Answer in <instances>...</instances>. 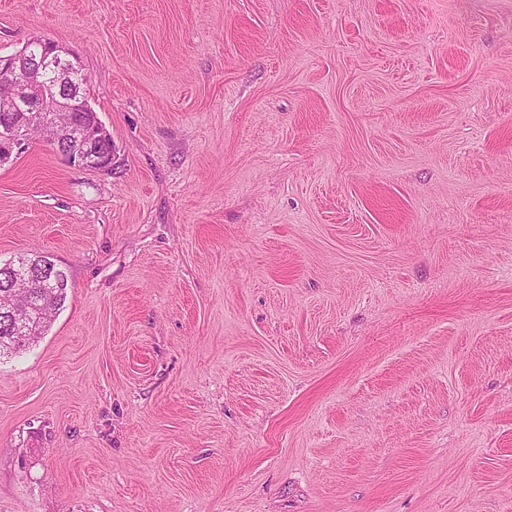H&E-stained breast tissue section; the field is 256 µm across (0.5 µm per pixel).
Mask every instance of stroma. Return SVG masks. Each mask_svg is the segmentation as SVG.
<instances>
[{"label": "stroma", "instance_id": "35a3bbf8", "mask_svg": "<svg viewBox=\"0 0 512 512\" xmlns=\"http://www.w3.org/2000/svg\"><path fill=\"white\" fill-rule=\"evenodd\" d=\"M112 166L0 162V512H512V0H0ZM48 266L52 273L44 280H38L35 288H27L14 296L12 288L17 280L12 275L38 271ZM68 276L64 270L48 257H19L9 263L0 264V357L9 352L20 351L30 341L43 335L66 300ZM22 307L30 332L17 333L14 330L12 310Z\"/></svg>", "mask_w": 512, "mask_h": 512}]
</instances>
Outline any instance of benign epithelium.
<instances>
[{
    "label": "benign epithelium",
    "instance_id": "1",
    "mask_svg": "<svg viewBox=\"0 0 512 512\" xmlns=\"http://www.w3.org/2000/svg\"><path fill=\"white\" fill-rule=\"evenodd\" d=\"M72 65L71 54L57 44L49 46L28 69L18 64L13 55L0 57V74L18 88L17 93L0 97V112L26 113L20 122L0 124L1 155H9L13 148L23 145L28 140L29 125L37 120L57 132L55 152L69 163L99 170L112 165V151L101 150V144L106 141L103 129L76 140L70 136L72 122L60 117V113H72L78 107L89 110L84 100L66 93L73 85Z\"/></svg>",
    "mask_w": 512,
    "mask_h": 512
}]
</instances>
